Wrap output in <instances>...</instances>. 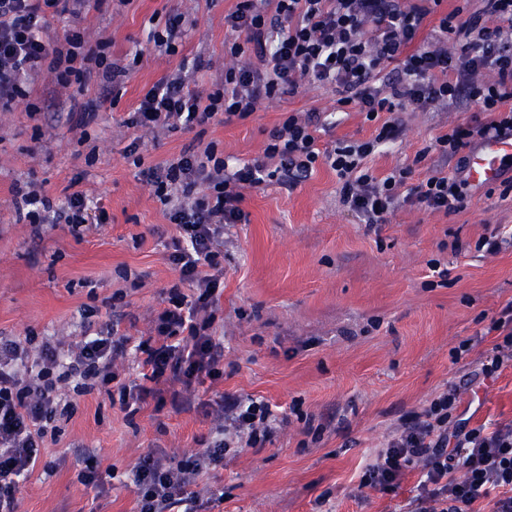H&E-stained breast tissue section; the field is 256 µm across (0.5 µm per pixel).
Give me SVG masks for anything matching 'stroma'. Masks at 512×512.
<instances>
[{"mask_svg": "<svg viewBox=\"0 0 512 512\" xmlns=\"http://www.w3.org/2000/svg\"><path fill=\"white\" fill-rule=\"evenodd\" d=\"M236 3L90 0L79 19L48 14L49 35L76 26L89 44L107 40L111 59L129 74L115 101L100 76L77 90L38 75L27 102L0 110V336L38 346L51 336L75 342L111 329L131 342L115 362L120 379L138 381L134 346L177 278L168 259L176 228L143 170L210 143L224 156L251 160L292 113L317 115L323 149L372 136L374 124L356 107H339L332 89L310 83L201 134L128 127L140 96L179 69L189 70L200 92L222 84L233 40L224 17ZM179 14L186 21L177 53L156 51L151 33ZM30 103L36 112L27 111ZM479 113L472 102L404 109L402 136L367 165L381 178L411 167L412 186L453 173L454 163L430 146ZM423 150L427 158L417 161ZM22 182L58 210L72 192H84L110 220L78 236L65 224L30 225L12 193ZM241 208L244 220L224 229V292L213 325L224 343V377L206 396L269 403L273 433L199 476V486L215 494L206 512H400L417 474L394 495L360 488L359 480L405 417L454 388L470 427L512 420V365L496 379L468 381L497 341L492 319L512 303V249L476 248L493 230L512 229V194L474 187L461 212L407 205L370 229L344 209L335 172L320 164L295 189L270 181L246 190ZM434 260L447 278L433 276ZM470 337L475 346L456 355ZM61 428L20 484L19 512H136L135 464L156 451L189 459L212 424L198 406L177 410L149 399L130 412L100 390L80 397ZM89 465L101 486L82 481Z\"/></svg>", "mask_w": 512, "mask_h": 512, "instance_id": "35a3bbf8", "label": "stroma"}]
</instances>
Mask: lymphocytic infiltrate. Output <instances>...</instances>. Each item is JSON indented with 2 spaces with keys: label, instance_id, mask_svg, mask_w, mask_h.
Here are the masks:
<instances>
[{
  "label": "lymphocytic infiltrate",
  "instance_id": "obj_1",
  "mask_svg": "<svg viewBox=\"0 0 512 512\" xmlns=\"http://www.w3.org/2000/svg\"><path fill=\"white\" fill-rule=\"evenodd\" d=\"M86 0H0V107L25 99V85L41 70L61 86L83 83L92 68L113 87L128 70L109 61L105 44L86 47L80 31L45 38L48 12H67ZM238 0L224 24L237 40L235 64L224 69V88L209 94L191 90L181 76L155 82L131 112L127 124L149 132L191 130L218 115L246 117L264 101L298 93L303 81L336 90L340 106H355L375 123L367 140H339L317 146L314 118L288 115L269 133L263 155L232 167L214 145L185 149L171 162L149 168L146 181L179 232L169 261L180 284L171 288L168 307L151 321L139 342L141 381L121 387L123 408L166 392H192L224 374V347L215 320L224 277V227L240 223L243 192L270 179L295 189L324 163L341 184L340 199L368 226L387 223L408 204L457 213L467 206L466 149L495 136L512 134V0H480L473 12L456 8L438 14L442 0ZM439 23L429 37L421 31L428 16ZM253 53L257 64L241 63ZM468 99L482 115L454 126L434 148L456 159L453 175L432 174L408 186L410 167L380 178L366 166L378 147L402 133L392 114L406 106L451 107ZM276 168H269V161ZM192 288L184 295L181 285ZM491 331L501 336L481 362L492 378L512 360V303ZM123 339L99 336L61 348L44 343L37 358L19 339L0 341V512H18L19 479L31 471L57 414H71L75 397L111 384L113 356ZM456 391L443 392L404 422L400 432L366 467L360 485L395 492L407 472L418 471L416 493L404 512H475L486 500L490 512H512V422L493 431L468 427L455 415ZM214 440L191 460L151 453L132 469L137 512H201L207 488L197 475L220 466L232 445L253 448L272 431L271 411L262 402L221 395L211 411Z\"/></svg>",
  "mask_w": 512,
  "mask_h": 512
}]
</instances>
